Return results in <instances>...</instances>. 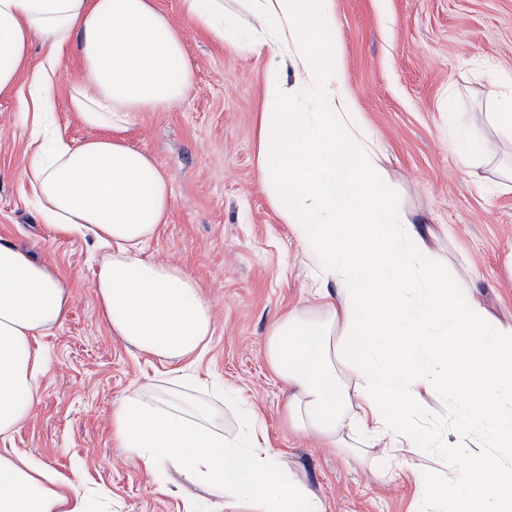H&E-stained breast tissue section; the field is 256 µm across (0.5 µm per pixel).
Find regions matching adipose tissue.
Returning <instances> with one entry per match:
<instances>
[{
  "label": "adipose tissue",
  "instance_id": "1",
  "mask_svg": "<svg viewBox=\"0 0 512 512\" xmlns=\"http://www.w3.org/2000/svg\"><path fill=\"white\" fill-rule=\"evenodd\" d=\"M251 3L247 36L237 35L224 0H182V8L219 42L270 53L258 171L320 280L338 286L288 309L267 335L264 356L288 388L290 429L362 458L412 429L423 394H450L457 425L477 431L489 451L439 440L457 477L428 486L426 498L437 512H512V330L482 312L468 288L449 286L430 261L425 231L393 207L345 84L334 0ZM35 40L48 56L32 71L21 109L35 134L24 170L35 209L60 233L106 248L94 280L113 335L164 360L198 355L213 333L212 309L194 280L143 255L168 221L173 193L161 167L128 139L138 113L186 97L193 68L182 29L154 0H0V95L17 86ZM68 53L80 77L67 109L93 131L82 141L67 140L53 112L56 68ZM491 76L507 90L457 138L466 161L482 155L483 127L512 130V76ZM303 88L320 92V111L294 109ZM67 303L56 271L0 238L1 440L33 414L49 368L39 338L63 322ZM184 386L174 377L124 396L112 409V433L145 471L170 467L207 491L191 512H326L267 447L245 399L230 391L198 398ZM228 407L238 419L231 432ZM0 512H87L86 496L0 452Z\"/></svg>",
  "mask_w": 512,
  "mask_h": 512
}]
</instances>
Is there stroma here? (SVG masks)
I'll use <instances>...</instances> for the list:
<instances>
[{"label": "stroma", "mask_w": 512, "mask_h": 512, "mask_svg": "<svg viewBox=\"0 0 512 512\" xmlns=\"http://www.w3.org/2000/svg\"><path fill=\"white\" fill-rule=\"evenodd\" d=\"M185 35L193 64L186 99L139 113L129 134L166 173L173 205L147 247L154 261L180 268L215 315L208 349L177 364L138 352L113 336L93 288L92 238L42 224L28 202L23 171L33 146L18 118L28 89L20 78L0 96V237L64 279L68 314L41 342L53 362L31 419L6 442L60 481L103 495L110 512H185L200 489L172 469L149 474L112 436V406L134 388L185 368L204 387L221 385L250 402L267 445L287 458L325 500L327 512H431L422 494L452 481L451 462L426 431L449 427L450 399L426 397L420 429L395 450L361 462L317 438L292 433L285 385L263 348L289 308L313 303L305 250L272 209L256 163V126L267 102V55L218 42L187 16L181 0H156ZM336 40L345 81L378 149L393 205L424 221L433 261L449 283L466 281L483 307L512 328V134L485 132L472 165L452 148L471 113L502 89L487 69L512 72V0H335ZM75 71L61 59L56 119L80 141L90 129L66 110Z\"/></svg>", "instance_id": "1"}]
</instances>
